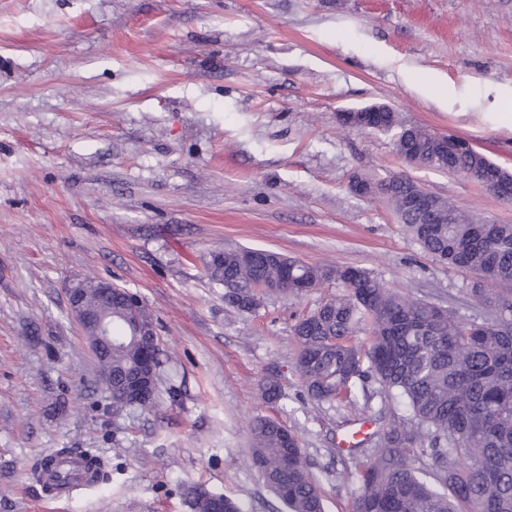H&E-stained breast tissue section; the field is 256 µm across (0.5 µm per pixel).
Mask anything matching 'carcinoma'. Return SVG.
<instances>
[{
    "mask_svg": "<svg viewBox=\"0 0 512 512\" xmlns=\"http://www.w3.org/2000/svg\"><path fill=\"white\" fill-rule=\"evenodd\" d=\"M379 130L395 132L404 160L417 145L425 161L437 152L428 129L404 126L383 113ZM492 166L483 154L460 149L444 169L477 175ZM372 184L424 251L476 274L470 294L490 309L491 321L466 323L453 308L411 300L383 286L360 267L332 272L346 288L300 317L292 327L298 347L294 366L309 396L320 402L349 400L358 384L378 386L384 403L403 402L408 419L375 433L369 456L350 450L360 479L353 512H512V297L491 298L483 283H512V224H487L461 215L439 198L431 211L406 207L418 191L411 178ZM210 280L224 288V302L241 313L259 307L257 296L301 294L327 276L318 267L281 253L253 248L209 254ZM365 326L368 338L356 336ZM96 382L112 395V416L137 407L149 410L156 397L130 404L125 382L143 359L128 331L123 308L112 304V352L95 354ZM269 404L283 397L278 378L263 379ZM250 453L242 466L257 472L287 512H324L323 493L311 476L298 437L279 421L255 417ZM194 512H246L232 498L192 492Z\"/></svg>",
    "mask_w": 512,
    "mask_h": 512,
    "instance_id": "1",
    "label": "carcinoma"
}]
</instances>
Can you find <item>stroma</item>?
<instances>
[{
  "instance_id": "1",
  "label": "stroma",
  "mask_w": 512,
  "mask_h": 512,
  "mask_svg": "<svg viewBox=\"0 0 512 512\" xmlns=\"http://www.w3.org/2000/svg\"><path fill=\"white\" fill-rule=\"evenodd\" d=\"M374 103L512 172V0H0V512H192L194 488L284 512L241 466L258 415L298 435L325 512H352L360 481L338 442L405 412L317 402L296 372V318L341 284L242 314L206 261L251 247L358 266L488 318L472 273L350 181L406 175L501 224L512 201L407 167L392 134L339 124ZM88 278L136 292L154 316L151 412L113 417L96 386L67 304ZM268 374L275 405L260 394ZM64 448L98 456L109 480L49 504L32 466Z\"/></svg>"
}]
</instances>
